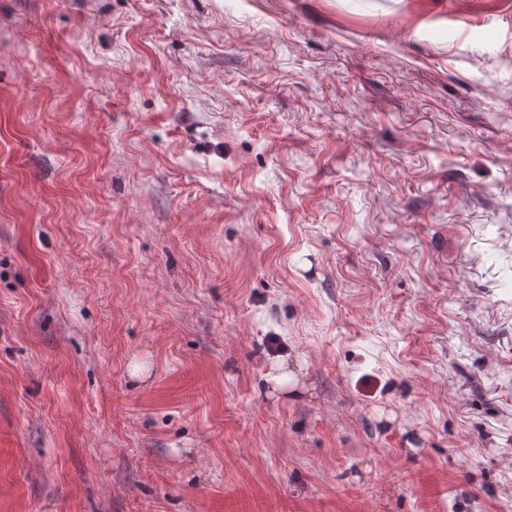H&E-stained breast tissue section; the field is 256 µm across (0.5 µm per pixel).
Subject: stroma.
<instances>
[{"label": "stroma", "mask_w": 512, "mask_h": 512, "mask_svg": "<svg viewBox=\"0 0 512 512\" xmlns=\"http://www.w3.org/2000/svg\"><path fill=\"white\" fill-rule=\"evenodd\" d=\"M508 151L512 0H0V512H512Z\"/></svg>", "instance_id": "obj_1"}]
</instances>
